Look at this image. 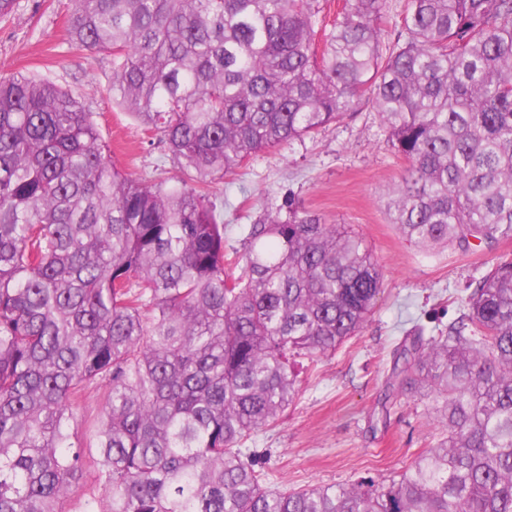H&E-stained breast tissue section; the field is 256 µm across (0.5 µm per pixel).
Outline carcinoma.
<instances>
[{
    "mask_svg": "<svg viewBox=\"0 0 512 512\" xmlns=\"http://www.w3.org/2000/svg\"><path fill=\"white\" fill-rule=\"evenodd\" d=\"M74 0L69 41L112 58V102L177 174L112 161L56 82L0 76V512H512V258L445 334L411 331L390 387L443 398L445 434L380 484L265 486L243 444L294 363L358 335L382 290L363 238L294 202L229 257L210 188L362 104L407 162L389 217L465 255L512 237V0ZM242 266V272L234 269ZM103 395L93 442L75 410Z\"/></svg>",
    "mask_w": 512,
    "mask_h": 512,
    "instance_id": "cac0c4a2",
    "label": "carcinoma"
}]
</instances>
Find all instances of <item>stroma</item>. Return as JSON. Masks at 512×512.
I'll return each mask as SVG.
<instances>
[{
	"mask_svg": "<svg viewBox=\"0 0 512 512\" xmlns=\"http://www.w3.org/2000/svg\"><path fill=\"white\" fill-rule=\"evenodd\" d=\"M73 0H19L0 20V75L18 71L69 88L93 118L116 165L137 177L164 180L175 170L159 140L112 102L109 56L68 40ZM407 167L387 142L379 117L365 105L312 138L257 154L217 184L227 247H240L239 227L263 210L295 201L328 223L345 224L365 240L383 288L360 335L318 363L298 360V396L277 425L249 446L271 486L300 489L381 482L398 476L441 437L438 402L425 390L392 393L393 353L407 332L446 329L459 314L469 284L502 256L512 238L467 256L453 249L428 257L390 224L387 189Z\"/></svg>",
	"mask_w": 512,
	"mask_h": 512,
	"instance_id": "obj_1",
	"label": "stroma"
}]
</instances>
